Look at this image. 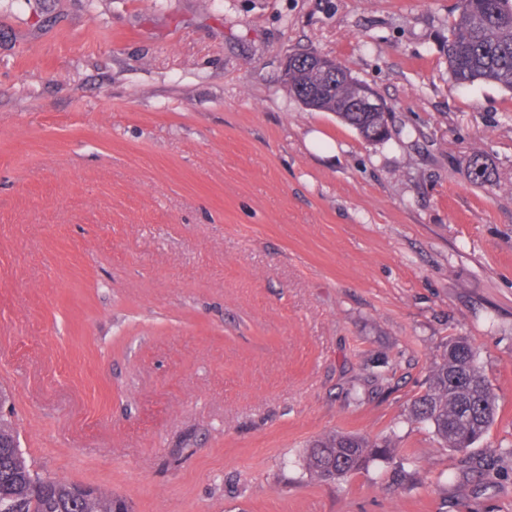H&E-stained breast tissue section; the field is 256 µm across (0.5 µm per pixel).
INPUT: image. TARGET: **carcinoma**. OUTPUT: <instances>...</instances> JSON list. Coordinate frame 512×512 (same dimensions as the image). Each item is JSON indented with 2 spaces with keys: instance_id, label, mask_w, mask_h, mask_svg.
I'll return each mask as SVG.
<instances>
[{
  "instance_id": "obj_1",
  "label": "carcinoma",
  "mask_w": 512,
  "mask_h": 512,
  "mask_svg": "<svg viewBox=\"0 0 512 512\" xmlns=\"http://www.w3.org/2000/svg\"><path fill=\"white\" fill-rule=\"evenodd\" d=\"M448 72L460 84L493 81L512 90V0H468L460 7L445 46ZM310 53L288 57L284 82L288 90L313 109L333 112L358 130L367 142L387 139L388 118L383 113L355 112L347 104L355 98L354 78L336 65L328 78L309 62ZM469 178L490 180L489 168L473 157ZM497 400L476 364V351L464 338L448 343L430 370L429 386L417 397L412 416L429 424L442 444L462 451L475 444L497 414ZM17 434L0 418V512H130L125 501L98 488L81 501L73 500L78 485L51 480L36 486L21 449L13 448ZM389 452L356 434L335 432L315 440L304 454L306 471L319 482H330L365 467Z\"/></svg>"
}]
</instances>
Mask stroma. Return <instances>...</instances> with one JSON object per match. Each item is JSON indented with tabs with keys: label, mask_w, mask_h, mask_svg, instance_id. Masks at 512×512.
Masks as SVG:
<instances>
[{
	"label": "stroma",
	"mask_w": 512,
	"mask_h": 512,
	"mask_svg": "<svg viewBox=\"0 0 512 512\" xmlns=\"http://www.w3.org/2000/svg\"><path fill=\"white\" fill-rule=\"evenodd\" d=\"M458 13L0 0V410L32 473L132 512H512V91L450 78ZM298 52L388 139L290 94ZM458 336L498 403L463 451L411 415ZM334 431L392 452L314 481Z\"/></svg>",
	"instance_id": "obj_1"
}]
</instances>
